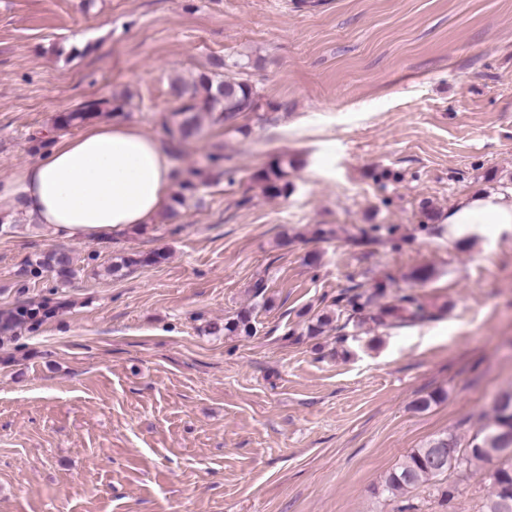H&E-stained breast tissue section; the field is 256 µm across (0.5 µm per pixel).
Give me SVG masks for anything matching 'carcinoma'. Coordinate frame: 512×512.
Returning <instances> with one entry per match:
<instances>
[{
	"mask_svg": "<svg viewBox=\"0 0 512 512\" xmlns=\"http://www.w3.org/2000/svg\"><path fill=\"white\" fill-rule=\"evenodd\" d=\"M250 65V60L229 63L223 58H215L210 62V69L200 74L198 79L192 82L182 79L171 81L170 95L181 102L176 111V114L182 116L179 124L180 135H195L200 129L202 113L209 115L215 123L235 128L241 116L257 111L259 103L256 89L245 80L226 76V71L232 68L245 69ZM118 111L120 106H114L108 100H89L75 110L59 114L55 124L67 128L102 112ZM287 175L284 163L277 161L260 172L257 178L265 184L269 192L280 194L288 188ZM223 176L224 172H215L210 167L190 172V176L180 183L175 203L179 206L185 205L188 198L195 196L199 186L208 185ZM165 259L166 255L160 252L145 256H119L108 267V272L115 275L131 266L158 264ZM34 265L55 273L62 283L70 282L77 273L72 257L66 252L42 253L36 257ZM380 295L379 290L346 292L336 298L335 304L349 312L351 317L375 307L377 311L373 318L382 325L413 323L427 317L424 306L410 294L399 297L391 304L378 303ZM254 312L253 307L243 309L236 317L226 319L222 324H210L209 331L215 335L222 333L226 336H251L256 332ZM510 443L512 444V393H506L497 400L492 422L475 434L468 447H461L454 434H442L431 439L424 447L412 449L399 466L386 475L382 492L393 497L403 495L423 483L477 461L489 465L491 482V492L484 501L481 512H512V509H503V503L512 504V453H502V448Z\"/></svg>",
	"mask_w": 512,
	"mask_h": 512,
	"instance_id": "carcinoma-1",
	"label": "carcinoma"
}]
</instances>
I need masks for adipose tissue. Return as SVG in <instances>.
<instances>
[{
  "label": "adipose tissue",
  "instance_id": "adipose-tissue-1",
  "mask_svg": "<svg viewBox=\"0 0 512 512\" xmlns=\"http://www.w3.org/2000/svg\"><path fill=\"white\" fill-rule=\"evenodd\" d=\"M180 177L168 146L121 121L91 122L0 180V219L26 216L64 239L98 241L174 209ZM450 241L512 230V190L462 198L445 219Z\"/></svg>",
  "mask_w": 512,
  "mask_h": 512
}]
</instances>
